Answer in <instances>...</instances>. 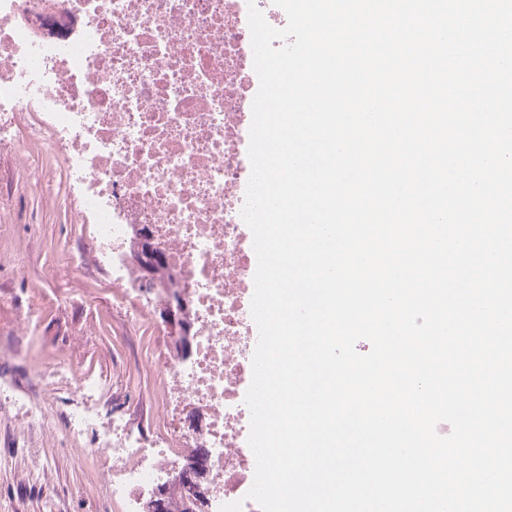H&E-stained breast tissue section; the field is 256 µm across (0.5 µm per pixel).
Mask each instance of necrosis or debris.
I'll return each instance as SVG.
<instances>
[{"label":"necrosis or debris","instance_id":"necrosis-or-debris-1","mask_svg":"<svg viewBox=\"0 0 512 512\" xmlns=\"http://www.w3.org/2000/svg\"><path fill=\"white\" fill-rule=\"evenodd\" d=\"M247 0H0V135L33 109L35 139L66 164L100 264L123 301L181 294L191 353L162 376L182 406L166 439L147 444L113 415L77 406L53 419V389L0 402L20 421L82 448L123 512H144L188 449L206 454L207 512L249 500L248 444L259 339L251 314L253 235L241 217L256 95ZM149 241L173 278L151 281L130 258Z\"/></svg>","mask_w":512,"mask_h":512}]
</instances>
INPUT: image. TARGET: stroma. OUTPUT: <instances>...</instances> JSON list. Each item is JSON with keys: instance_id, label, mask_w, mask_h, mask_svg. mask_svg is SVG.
<instances>
[{"instance_id": "1", "label": "stroma", "mask_w": 512, "mask_h": 512, "mask_svg": "<svg viewBox=\"0 0 512 512\" xmlns=\"http://www.w3.org/2000/svg\"><path fill=\"white\" fill-rule=\"evenodd\" d=\"M20 113L11 143L0 145V370L29 393L38 366L65 360L73 372L106 383L104 413L120 414L145 437H163L166 384L161 367L173 350L153 327L157 313L120 305L112 278L81 227L62 158L28 139ZM42 168L50 182L21 180ZM41 299L38 322L27 304ZM0 512H122L83 452L21 425L0 404Z\"/></svg>"}]
</instances>
